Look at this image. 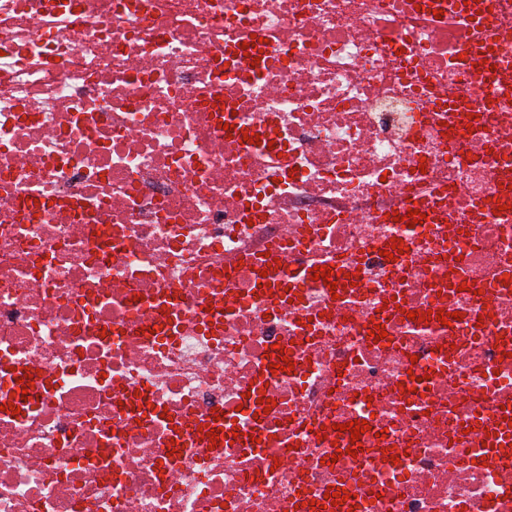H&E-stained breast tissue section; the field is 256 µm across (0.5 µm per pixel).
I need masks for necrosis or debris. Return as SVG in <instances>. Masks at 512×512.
<instances>
[{"mask_svg":"<svg viewBox=\"0 0 512 512\" xmlns=\"http://www.w3.org/2000/svg\"><path fill=\"white\" fill-rule=\"evenodd\" d=\"M511 70L512 0H0V512H512Z\"/></svg>","mask_w":512,"mask_h":512,"instance_id":"obj_1","label":"necrosis or debris"}]
</instances>
